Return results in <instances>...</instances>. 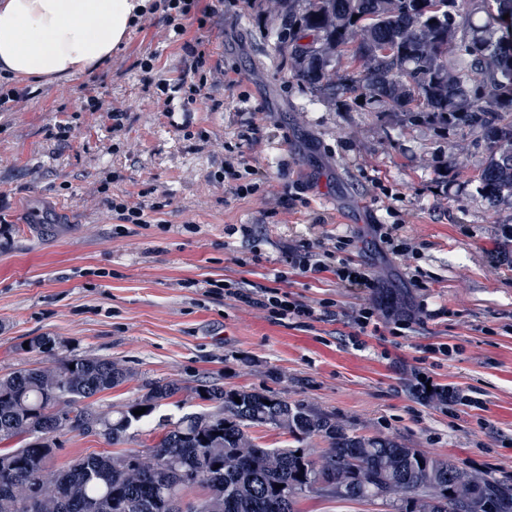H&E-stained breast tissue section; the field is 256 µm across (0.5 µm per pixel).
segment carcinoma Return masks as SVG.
<instances>
[{
    "mask_svg": "<svg viewBox=\"0 0 512 512\" xmlns=\"http://www.w3.org/2000/svg\"><path fill=\"white\" fill-rule=\"evenodd\" d=\"M270 2L275 50L311 94L347 112L477 135L489 153L482 195L512 204V0ZM344 54L351 65L338 71ZM28 346L42 359L0 374V442L19 441L0 452L8 461L0 465V512H173L194 485L205 490L207 512H299L308 496L393 512H452L454 504L460 512H512V484L393 438L358 434L267 390L156 381L133 404L100 411L91 399L129 377L121 362L59 354L54 336ZM188 389L205 408L159 424L154 444L50 468L56 437L82 431V414H95L117 446ZM257 427L290 441L271 448L252 436ZM315 438L326 443L319 453L310 448Z\"/></svg>",
    "mask_w": 512,
    "mask_h": 512,
    "instance_id": "obj_1",
    "label": "carcinoma"
}]
</instances>
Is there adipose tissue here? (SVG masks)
<instances>
[{
	"label": "adipose tissue",
	"instance_id": "1",
	"mask_svg": "<svg viewBox=\"0 0 512 512\" xmlns=\"http://www.w3.org/2000/svg\"><path fill=\"white\" fill-rule=\"evenodd\" d=\"M148 0H0V72L69 81L107 62Z\"/></svg>",
	"mask_w": 512,
	"mask_h": 512
}]
</instances>
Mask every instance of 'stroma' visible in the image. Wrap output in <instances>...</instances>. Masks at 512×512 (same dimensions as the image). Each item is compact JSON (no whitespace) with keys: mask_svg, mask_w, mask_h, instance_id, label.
<instances>
[{"mask_svg":"<svg viewBox=\"0 0 512 512\" xmlns=\"http://www.w3.org/2000/svg\"><path fill=\"white\" fill-rule=\"evenodd\" d=\"M205 31L232 81L188 112H163L156 84L178 78L184 53L157 29L133 31L94 73L104 104L128 112L111 135L105 113L83 111V79L30 89L23 111L0 114V374L34 362L22 346L54 336L67 350L120 360L132 380L100 395L120 409L149 382L248 385L332 413L348 428L451 455L512 483V205L477 186L487 152L474 136L441 134L377 112L314 100L254 21L269 0H223ZM157 55L151 73L137 65ZM70 124L69 139L56 136ZM258 173L239 197L215 172L226 163ZM172 199L162 223L121 224L107 194ZM300 194L294 209L278 199ZM254 229L243 240L239 227ZM398 225L414 249L387 251L375 225ZM352 237L350 257L431 318L404 336L351 338L345 315L365 294L289 273L286 291L330 299L333 322L279 325L256 308L185 287L188 279L262 281L285 269L304 239ZM248 266L235 264L237 255ZM458 345L454 360L430 345ZM482 398L485 410L415 393V373ZM71 432L52 464L107 450Z\"/></svg>","mask_w":512,"mask_h":512,"instance_id":"35a3bbf8","label":"stroma"}]
</instances>
